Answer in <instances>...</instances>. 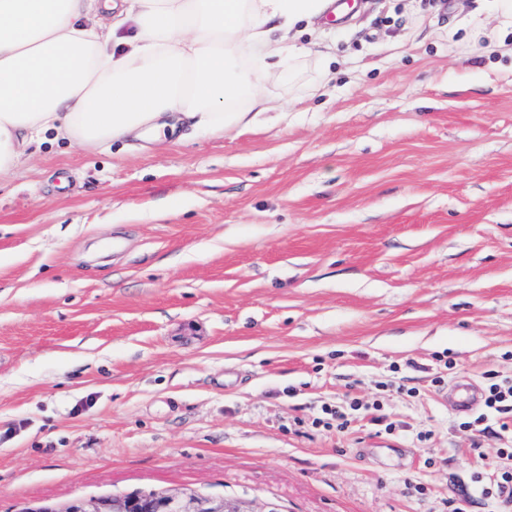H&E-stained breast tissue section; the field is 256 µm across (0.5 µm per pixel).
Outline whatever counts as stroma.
I'll use <instances>...</instances> for the list:
<instances>
[{
	"mask_svg": "<svg viewBox=\"0 0 512 512\" xmlns=\"http://www.w3.org/2000/svg\"><path fill=\"white\" fill-rule=\"evenodd\" d=\"M356 2L300 36L285 111L0 179V512H448L512 448L476 458L449 396L512 379V30L484 0ZM144 495H104L80 498L60 510L51 505L29 508L27 512H254L241 502L224 497L203 496L182 488ZM152 495V496H149Z\"/></svg>",
	"mask_w": 512,
	"mask_h": 512,
	"instance_id": "stroma-1",
	"label": "stroma"
}]
</instances>
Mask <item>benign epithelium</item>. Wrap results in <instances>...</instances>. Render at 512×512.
Returning a JSON list of instances; mask_svg holds the SVG:
<instances>
[{
  "mask_svg": "<svg viewBox=\"0 0 512 512\" xmlns=\"http://www.w3.org/2000/svg\"><path fill=\"white\" fill-rule=\"evenodd\" d=\"M27 512H253L241 502L222 497L203 496L182 488L159 495H104L80 498L60 510L51 505L27 509Z\"/></svg>",
  "mask_w": 512,
  "mask_h": 512,
  "instance_id": "obj_1",
  "label": "benign epithelium"
}]
</instances>
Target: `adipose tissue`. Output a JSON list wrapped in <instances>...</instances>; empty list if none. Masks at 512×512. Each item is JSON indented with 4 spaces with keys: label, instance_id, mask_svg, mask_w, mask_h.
I'll use <instances>...</instances> for the list:
<instances>
[{
    "label": "adipose tissue",
    "instance_id": "1",
    "mask_svg": "<svg viewBox=\"0 0 512 512\" xmlns=\"http://www.w3.org/2000/svg\"><path fill=\"white\" fill-rule=\"evenodd\" d=\"M333 0H0V177L47 135L163 141L283 110L269 76Z\"/></svg>",
    "mask_w": 512,
    "mask_h": 512
}]
</instances>
